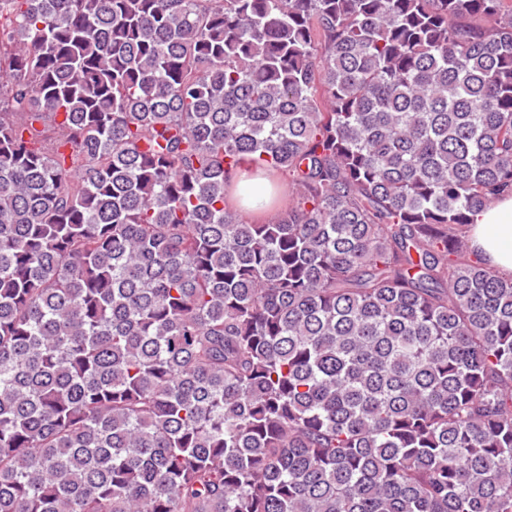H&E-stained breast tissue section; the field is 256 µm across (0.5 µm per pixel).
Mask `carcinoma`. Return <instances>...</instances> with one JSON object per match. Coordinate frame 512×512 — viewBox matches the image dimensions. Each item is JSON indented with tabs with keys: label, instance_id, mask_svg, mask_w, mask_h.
<instances>
[{
	"label": "carcinoma",
	"instance_id": "1",
	"mask_svg": "<svg viewBox=\"0 0 512 512\" xmlns=\"http://www.w3.org/2000/svg\"><path fill=\"white\" fill-rule=\"evenodd\" d=\"M0 74V512H512V0H0ZM252 168L249 158L246 157V159L243 161L241 168L238 170V179L239 184L238 187L241 188L245 185H254L259 188V192L253 194V197L249 200H244L242 202H238V194L235 193L233 197L231 198V203L234 204L237 208V210L240 212V214L246 219V220H252L254 216L258 214L257 210V200L258 196L262 194L263 190V181L261 179H253V180H246L245 177L248 174V169L250 170ZM259 194V195H258ZM472 250L504 278L512 277V195L501 196L473 216Z\"/></svg>",
	"mask_w": 512,
	"mask_h": 512
}]
</instances>
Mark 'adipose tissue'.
<instances>
[{
    "label": "adipose tissue",
    "instance_id": "ef3b65f1",
    "mask_svg": "<svg viewBox=\"0 0 512 512\" xmlns=\"http://www.w3.org/2000/svg\"><path fill=\"white\" fill-rule=\"evenodd\" d=\"M470 246L505 278L512 277V195L492 201L473 217Z\"/></svg>",
    "mask_w": 512,
    "mask_h": 512
}]
</instances>
